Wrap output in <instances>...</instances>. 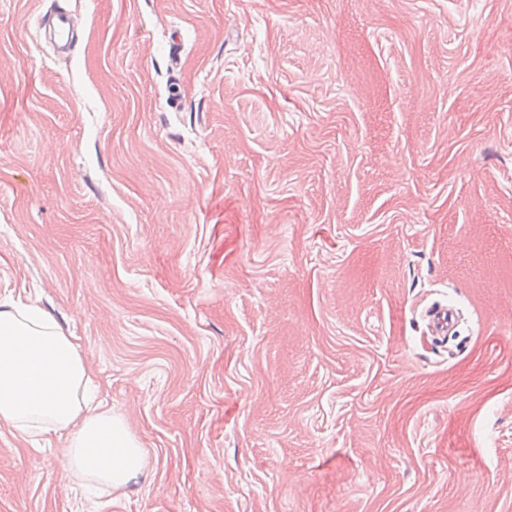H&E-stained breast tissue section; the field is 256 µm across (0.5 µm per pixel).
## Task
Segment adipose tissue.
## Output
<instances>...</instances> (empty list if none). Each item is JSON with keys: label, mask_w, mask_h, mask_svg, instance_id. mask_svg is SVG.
Wrapping results in <instances>:
<instances>
[{"label": "adipose tissue", "mask_w": 512, "mask_h": 512, "mask_svg": "<svg viewBox=\"0 0 512 512\" xmlns=\"http://www.w3.org/2000/svg\"><path fill=\"white\" fill-rule=\"evenodd\" d=\"M71 335L36 305L0 303V427L21 436L65 432V469L81 485L123 489L147 461L127 422L94 402Z\"/></svg>", "instance_id": "obj_1"}]
</instances>
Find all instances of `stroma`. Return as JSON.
Wrapping results in <instances>:
<instances>
[{"label": "stroma", "instance_id": "1", "mask_svg": "<svg viewBox=\"0 0 512 512\" xmlns=\"http://www.w3.org/2000/svg\"><path fill=\"white\" fill-rule=\"evenodd\" d=\"M21 292L148 468L0 512H512V0H0Z\"/></svg>", "mask_w": 512, "mask_h": 512}]
</instances>
